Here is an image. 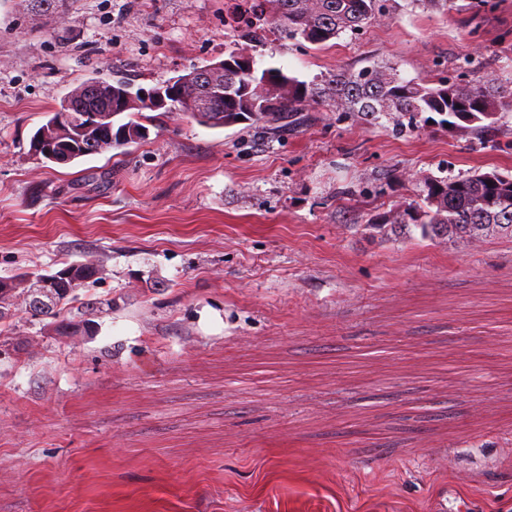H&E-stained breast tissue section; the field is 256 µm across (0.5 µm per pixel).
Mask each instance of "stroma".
<instances>
[{
	"label": "stroma",
	"mask_w": 512,
	"mask_h": 512,
	"mask_svg": "<svg viewBox=\"0 0 512 512\" xmlns=\"http://www.w3.org/2000/svg\"><path fill=\"white\" fill-rule=\"evenodd\" d=\"M250 0H0V279L98 268L63 336L15 304L0 512H498L512 507V240L369 231L414 182L512 170L482 136L311 108L273 136L175 114L66 165L33 133L92 77L152 88L223 60ZM305 82L464 61L512 89V0H388L324 47L246 42Z\"/></svg>",
	"instance_id": "stroma-1"
}]
</instances>
